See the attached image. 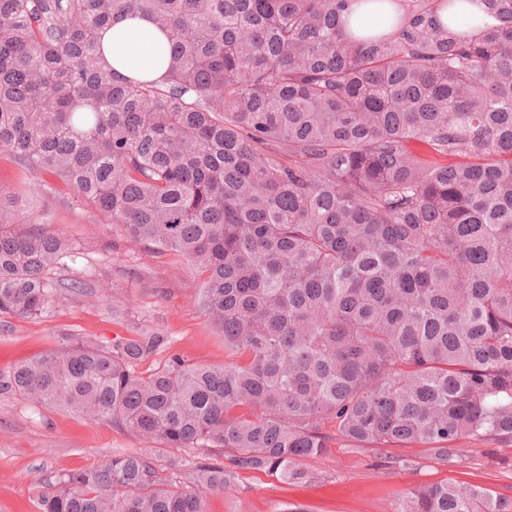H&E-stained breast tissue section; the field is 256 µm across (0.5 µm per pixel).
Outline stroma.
I'll return each mask as SVG.
<instances>
[{
	"label": "stroma",
	"mask_w": 512,
	"mask_h": 512,
	"mask_svg": "<svg viewBox=\"0 0 512 512\" xmlns=\"http://www.w3.org/2000/svg\"><path fill=\"white\" fill-rule=\"evenodd\" d=\"M55 229L78 244L73 273H87L93 297L62 301L46 318L0 316V370L55 348L63 335L97 341L155 332L164 345L140 363L148 373L174 354L220 366L224 338L200 311L203 279L181 255L125 242L118 227L99 223L80 204L46 202ZM140 452L164 464L169 449L144 445L129 432L18 398L0 397V512H37L38 497L58 471L101 465L116 453ZM409 467L372 450L331 448L301 461L308 477L291 485L271 472H241L235 485L207 497L208 512H396L406 493L433 484L468 483L512 496V447L466 441L461 458L443 464L407 448Z\"/></svg>",
	"instance_id": "obj_1"
}]
</instances>
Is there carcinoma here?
<instances>
[{
  "label": "carcinoma",
  "mask_w": 512,
  "mask_h": 512,
  "mask_svg": "<svg viewBox=\"0 0 512 512\" xmlns=\"http://www.w3.org/2000/svg\"><path fill=\"white\" fill-rule=\"evenodd\" d=\"M0 0V314L47 316L85 283L55 185L134 244L204 274L221 366L156 333L58 347L0 371V396L173 449L61 470L38 512H207L243 471L300 482L336 444H512V0ZM149 17L160 82L103 67L98 31ZM48 174L52 181L43 180ZM397 512H512L436 484ZM32 181L30 174L14 162L6 153L0 152V185L26 191Z\"/></svg>",
  "instance_id": "cac0c4a2"
}]
</instances>
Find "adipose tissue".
<instances>
[{"instance_id": "obj_1", "label": "adipose tissue", "mask_w": 512, "mask_h": 512, "mask_svg": "<svg viewBox=\"0 0 512 512\" xmlns=\"http://www.w3.org/2000/svg\"><path fill=\"white\" fill-rule=\"evenodd\" d=\"M105 65L116 73L157 81L166 73L170 48L159 24L147 18H123L100 33Z\"/></svg>"}]
</instances>
